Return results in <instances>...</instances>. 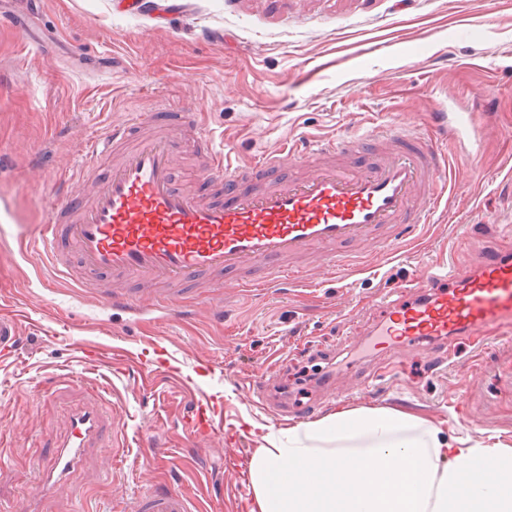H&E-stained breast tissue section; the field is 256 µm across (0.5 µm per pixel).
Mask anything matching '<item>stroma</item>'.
<instances>
[{
    "instance_id": "1",
    "label": "stroma",
    "mask_w": 512,
    "mask_h": 512,
    "mask_svg": "<svg viewBox=\"0 0 512 512\" xmlns=\"http://www.w3.org/2000/svg\"><path fill=\"white\" fill-rule=\"evenodd\" d=\"M0 0V318L21 342L0 357V512H23L67 408L99 402L125 424L44 512H121L147 485L199 512H250L252 424L308 422L341 407L411 411L475 441L512 445V334L435 347L374 333L386 296L417 265L466 270L512 249V0ZM463 93L484 133L480 176L463 169L448 210L397 252L371 251L345 282L185 294L162 321L102 305L55 277L36 243L53 181L84 142L158 99L197 112L246 163L306 136L324 140L431 115ZM112 358L90 365L83 346ZM159 368L142 376L137 355ZM267 386L265 399L252 392ZM222 407L223 448L184 427L191 399ZM116 456L106 470L102 458Z\"/></svg>"
}]
</instances>
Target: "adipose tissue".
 <instances>
[{"mask_svg":"<svg viewBox=\"0 0 512 512\" xmlns=\"http://www.w3.org/2000/svg\"><path fill=\"white\" fill-rule=\"evenodd\" d=\"M257 436L251 512H512V446L429 418L345 408Z\"/></svg>","mask_w":512,"mask_h":512,"instance_id":"obj_1","label":"adipose tissue"}]
</instances>
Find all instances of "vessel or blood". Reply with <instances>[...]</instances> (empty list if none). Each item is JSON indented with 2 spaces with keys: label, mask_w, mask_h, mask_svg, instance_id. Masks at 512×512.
<instances>
[{
  "label": "vessel or blood",
  "mask_w": 512,
  "mask_h": 512,
  "mask_svg": "<svg viewBox=\"0 0 512 512\" xmlns=\"http://www.w3.org/2000/svg\"><path fill=\"white\" fill-rule=\"evenodd\" d=\"M155 112H136L87 142L76 171L52 191L39 241L62 277L91 287L111 277L106 306L160 311L180 318L182 286L223 276L228 288L303 279L317 260L345 280L350 253L395 246L419 224L431 223L448 201L445 142L469 161L467 143L481 137L472 113H435L434 137L407 126L379 128L332 141H295L266 151L248 166L235 150H215L197 114L179 115L159 133L139 137ZM202 160L208 193L174 184L184 141ZM386 335L439 343L512 328V251L505 249L465 271L418 268L386 304ZM211 440L224 436L220 406L196 402L187 420ZM104 417L92 405L70 412L54 442L53 461L38 476L25 512H42L69 477L84 469L100 441ZM130 512H194L181 492L151 487Z\"/></svg>",
  "instance_id": "1"
}]
</instances>
